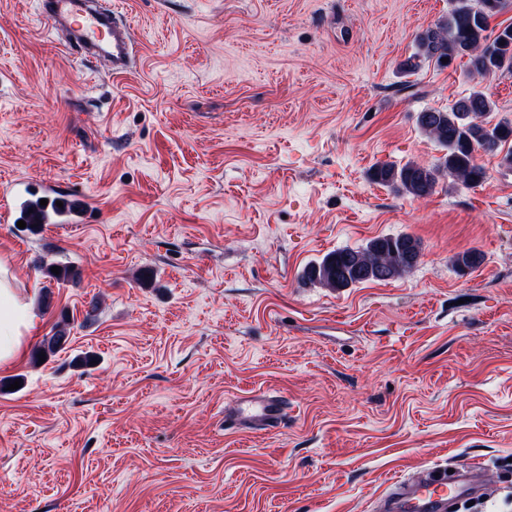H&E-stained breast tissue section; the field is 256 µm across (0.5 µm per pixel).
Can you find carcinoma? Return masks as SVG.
I'll return each instance as SVG.
<instances>
[{"label":"carcinoma","instance_id":"carcinoma-1","mask_svg":"<svg viewBox=\"0 0 512 512\" xmlns=\"http://www.w3.org/2000/svg\"><path fill=\"white\" fill-rule=\"evenodd\" d=\"M448 18L430 26L415 37L416 52L406 63L410 70L420 62L431 61L442 67L467 59V68L474 77L490 74H512V23L491 28V20L507 6L508 0H455ZM494 101L482 89H475L446 111L426 110L417 116L420 128L445 150L438 165L428 166L414 161L403 165L378 164L372 179L414 199L432 195L439 177L448 176L453 184L469 188L485 183L486 172L476 162L479 152L504 153L502 160L512 165V121L502 119L490 124ZM421 242L409 235L382 236L369 240L365 246L342 248L329 252L309 264L303 278L320 287L340 291L369 281L400 278L418 263ZM483 254L465 249L451 258L459 273L479 268ZM67 328H59L43 339L38 353L53 356L64 348Z\"/></svg>","mask_w":512,"mask_h":512}]
</instances>
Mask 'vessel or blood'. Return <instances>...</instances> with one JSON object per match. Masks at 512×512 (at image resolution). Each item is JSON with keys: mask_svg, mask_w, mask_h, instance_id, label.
<instances>
[{"mask_svg": "<svg viewBox=\"0 0 512 512\" xmlns=\"http://www.w3.org/2000/svg\"><path fill=\"white\" fill-rule=\"evenodd\" d=\"M42 13L57 30H67L86 57L107 58L113 75L129 72L134 47L108 0H42ZM288 414L283 396L257 389L236 396L224 413L227 426L278 431ZM494 488L483 471L466 463L454 471L425 467L391 483L376 512H449L452 505L490 497Z\"/></svg>", "mask_w": 512, "mask_h": 512, "instance_id": "obj_1", "label": "vessel or blood"}]
</instances>
